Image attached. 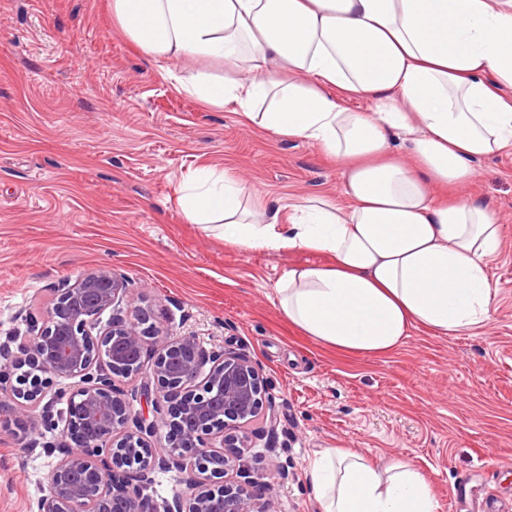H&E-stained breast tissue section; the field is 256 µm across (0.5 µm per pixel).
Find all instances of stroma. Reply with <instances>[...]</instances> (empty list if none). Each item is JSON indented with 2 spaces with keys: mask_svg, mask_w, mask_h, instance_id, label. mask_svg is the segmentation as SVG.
Returning <instances> with one entry per match:
<instances>
[{
  "mask_svg": "<svg viewBox=\"0 0 512 512\" xmlns=\"http://www.w3.org/2000/svg\"><path fill=\"white\" fill-rule=\"evenodd\" d=\"M198 70L224 66L162 68L116 26L111 0H0V343L25 333L58 282L109 267L158 326L260 368L276 426L250 425L249 463L274 486L268 512H318L307 466L329 447L419 469L438 512H454L460 481L465 512L512 500V149L474 164L471 193L504 226L490 320L453 336L416 327L381 356L342 352L275 303L288 270L323 255L240 248L177 202L199 170L228 171L285 224L298 200H344L341 165L174 90L170 73ZM52 464L0 429V512H36Z\"/></svg>",
  "mask_w": 512,
  "mask_h": 512,
  "instance_id": "obj_1",
  "label": "stroma"
}]
</instances>
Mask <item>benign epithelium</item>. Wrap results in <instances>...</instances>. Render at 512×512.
<instances>
[{
	"mask_svg": "<svg viewBox=\"0 0 512 512\" xmlns=\"http://www.w3.org/2000/svg\"><path fill=\"white\" fill-rule=\"evenodd\" d=\"M127 293L110 268L65 281L45 312L26 316L24 337L0 345V393L5 372L20 371L0 399V421L14 423L31 451L59 401L45 400L43 376L73 381L61 417L66 440L42 446L57 461L37 512H266L252 504L260 475L248 463L245 431L262 414L274 423L260 369L193 335H170L144 310L127 312ZM129 378L143 379L153 419L117 387ZM159 471L178 473L187 498L158 501Z\"/></svg>",
	"mask_w": 512,
	"mask_h": 512,
	"instance_id": "1",
	"label": "benign epithelium"
}]
</instances>
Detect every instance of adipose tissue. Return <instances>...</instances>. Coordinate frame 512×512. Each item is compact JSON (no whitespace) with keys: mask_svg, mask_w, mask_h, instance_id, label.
Masks as SVG:
<instances>
[{"mask_svg":"<svg viewBox=\"0 0 512 512\" xmlns=\"http://www.w3.org/2000/svg\"><path fill=\"white\" fill-rule=\"evenodd\" d=\"M116 25L158 62L215 58L223 78L173 75L177 92L237 106L260 129L317 144L343 167L347 205L292 204L262 223L253 189L207 174L179 205L190 223L249 250L301 249L282 314L339 350L378 356L412 327L443 336L494 309L487 268L503 227L475 199H441L474 161L512 148V0H111ZM368 101L353 112L344 99ZM403 139L406 155L394 151ZM307 478L322 512H437L423 475L359 452H314Z\"/></svg>","mask_w":512,"mask_h":512,"instance_id":"1","label":"adipose tissue"}]
</instances>
